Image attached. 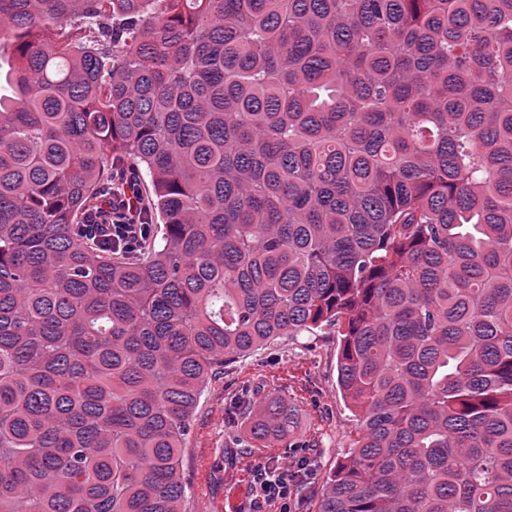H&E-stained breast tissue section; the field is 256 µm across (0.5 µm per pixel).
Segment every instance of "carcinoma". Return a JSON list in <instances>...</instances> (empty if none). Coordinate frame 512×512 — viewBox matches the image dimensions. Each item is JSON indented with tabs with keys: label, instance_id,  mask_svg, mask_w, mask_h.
<instances>
[{
	"label": "carcinoma",
	"instance_id": "1",
	"mask_svg": "<svg viewBox=\"0 0 512 512\" xmlns=\"http://www.w3.org/2000/svg\"><path fill=\"white\" fill-rule=\"evenodd\" d=\"M5 51L0 512H185L213 372L317 330L315 512H512V0H0ZM128 164L134 252L84 231Z\"/></svg>",
	"mask_w": 512,
	"mask_h": 512
}]
</instances>
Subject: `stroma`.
<instances>
[{"mask_svg": "<svg viewBox=\"0 0 512 512\" xmlns=\"http://www.w3.org/2000/svg\"><path fill=\"white\" fill-rule=\"evenodd\" d=\"M335 336L308 333L278 340L211 378L190 419L182 470L186 512H255L259 467L306 461L308 474L292 486V512H313L326 476L347 456L357 433L355 414L337 383ZM274 393L299 417L287 446L244 447L237 398Z\"/></svg>", "mask_w": 512, "mask_h": 512, "instance_id": "35a3bbf8", "label": "stroma"}]
</instances>
